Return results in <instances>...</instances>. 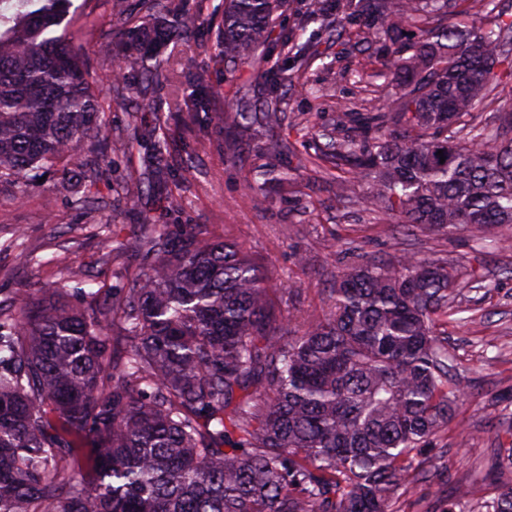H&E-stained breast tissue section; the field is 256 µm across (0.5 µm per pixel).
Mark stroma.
Segmentation results:
<instances>
[{"label": "stroma", "mask_w": 512, "mask_h": 512, "mask_svg": "<svg viewBox=\"0 0 512 512\" xmlns=\"http://www.w3.org/2000/svg\"><path fill=\"white\" fill-rule=\"evenodd\" d=\"M177 4L192 34L169 41L159 56L168 82L145 88L141 63L130 57L118 94L112 62L118 31L145 27L146 9L141 0H72L70 33L85 50L99 99L109 106L101 143L87 156L106 157L111 184L99 189L102 206L89 209L81 200L90 187L77 177L33 179L22 195L11 182H0V299L33 284L55 287L69 267L90 270L95 287H121L138 265L133 242L147 221L206 225L211 239L239 246L260 266L272 295L302 315L325 306L333 274L347 262L402 252L447 262L458 270L457 304L477 311L475 319L437 325L448 338L450 375L463 396L426 451L434 463L429 477L413 481L394 509L445 512L455 485L473 484V496L480 499L494 492L496 482L512 481V468L497 458L499 448L512 441V242L490 246L470 225L390 235L385 220L359 199L339 200L330 172L310 162L322 132L335 129L338 115L390 103L379 76L387 56L384 33L358 20L339 40H328L314 18L317 0H286L280 24L315 61L297 68L288 62L287 49L272 42L251 65L228 70L221 54L224 0ZM271 70L283 78L287 121L300 125L277 148L269 147L257 126L224 127L241 96L262 102ZM202 72L210 101L205 112L194 108ZM160 114L171 132L170 174L129 201L124 187L140 173L144 149L116 150L112 143L132 121L151 125ZM273 168L287 170V180L252 187L255 170ZM113 229L128 241L116 253L107 240ZM20 246L34 255V263H18ZM106 252L112 258L105 262Z\"/></svg>", "instance_id": "stroma-1"}]
</instances>
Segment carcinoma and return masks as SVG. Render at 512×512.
I'll list each match as a JSON object with an SVG mask.
<instances>
[{
  "label": "carcinoma",
  "mask_w": 512,
  "mask_h": 512,
  "mask_svg": "<svg viewBox=\"0 0 512 512\" xmlns=\"http://www.w3.org/2000/svg\"><path fill=\"white\" fill-rule=\"evenodd\" d=\"M284 0H225L222 47L251 63ZM467 4L461 8V4ZM494 0H320L319 11L379 23L400 86L395 109L345 112L347 134L317 160L387 230L512 228V108L467 127L512 75V15ZM69 0H12L0 11V177L80 155L105 129L81 50L60 26ZM119 41L148 62L191 25L155 11ZM480 7L484 24L448 21ZM284 95L267 79L258 123L283 130ZM125 187L134 201L164 176L163 128ZM443 155H437L438 151ZM445 162H440V157ZM139 270L110 295L71 272L54 288L0 299V512H392L419 451L448 425L460 390L436 321L448 316V264L403 255L338 269L328 310L290 335L260 268L203 224H144ZM446 512H512V485L480 502L460 484Z\"/></svg>",
  "instance_id": "obj_1"
}]
</instances>
